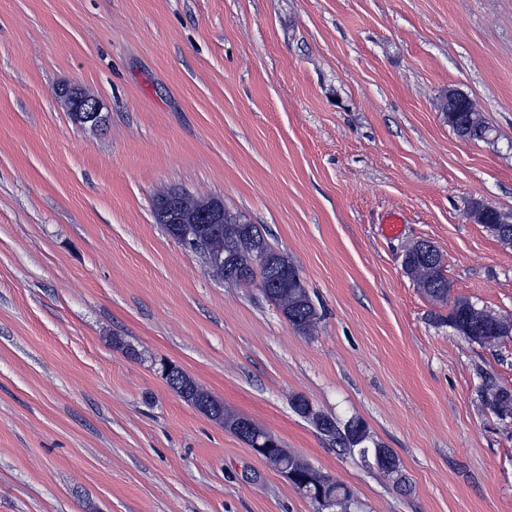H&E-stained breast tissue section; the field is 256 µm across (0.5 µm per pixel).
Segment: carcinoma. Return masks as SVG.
Instances as JSON below:
<instances>
[{"label": "carcinoma", "instance_id": "carcinoma-1", "mask_svg": "<svg viewBox=\"0 0 512 512\" xmlns=\"http://www.w3.org/2000/svg\"><path fill=\"white\" fill-rule=\"evenodd\" d=\"M466 125L473 130L487 128L478 111L461 112L449 122L455 132ZM205 203L206 200L183 192L176 208L172 209L169 203L159 197L155 202L154 217L172 239H179L184 228L189 227L194 237L203 241L210 253L230 255L234 262L233 269L238 273L236 278L229 279L228 268L224 262L207 265L208 272L236 285L259 281V289L265 299L283 313L289 324L302 334H310L319 319L316 305L299 269L269 241L263 225L245 224L242 215L227 209L224 210L222 224L196 223L186 226L174 222L177 212L187 218L196 217ZM501 218L502 212L499 210L484 212L480 224L499 242L512 245V223L506 226L501 223ZM405 259L407 276L417 288L432 302L450 306L448 315L435 317L437 322L453 328L463 334L465 339L479 345H489L512 337V327H505L498 314L477 307L467 298H450L451 285L445 275L442 254L431 242L423 240L418 247H406ZM162 375L169 386L187 402L224 423L226 430L251 447H261L262 457L272 467L277 470L282 466L287 467L292 474L291 483L299 490L306 489L307 496L314 499L326 512H354L357 504L352 492L345 485L337 481L323 485L310 481L313 468L308 463L285 448L275 435L219 403L177 364L168 363V371L162 372ZM482 399L484 405L495 413L503 415L507 411L512 412V388L489 380L484 385ZM292 406L320 434L330 438L341 448L358 450L364 461L376 462L387 475L395 478L399 487L406 486V477L402 475L393 452L377 443L371 448L367 446L371 437L362 420L353 418L340 425L303 396L293 398Z\"/></svg>", "mask_w": 512, "mask_h": 512}]
</instances>
